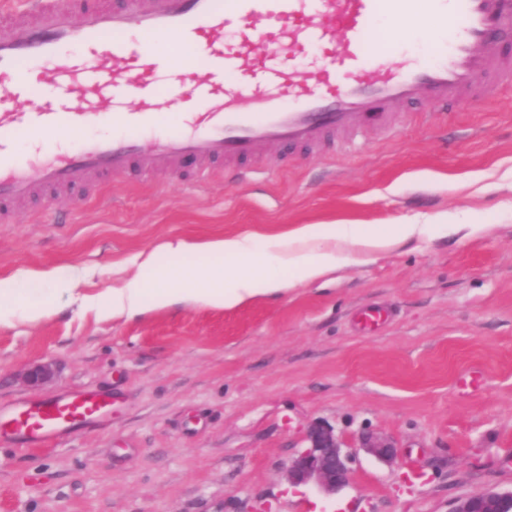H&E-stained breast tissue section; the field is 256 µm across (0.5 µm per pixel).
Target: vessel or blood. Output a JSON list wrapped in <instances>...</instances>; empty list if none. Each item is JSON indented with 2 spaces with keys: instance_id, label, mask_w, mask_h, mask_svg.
Segmentation results:
<instances>
[{
  "instance_id": "1",
  "label": "vessel or blood",
  "mask_w": 512,
  "mask_h": 512,
  "mask_svg": "<svg viewBox=\"0 0 512 512\" xmlns=\"http://www.w3.org/2000/svg\"><path fill=\"white\" fill-rule=\"evenodd\" d=\"M419 14L447 18L432 55L390 63L376 22L410 30ZM510 41L512 0H26L0 26V224L134 171L249 174L262 151H320L365 125L392 127L408 104L442 113L494 99L512 75ZM261 44L270 53L257 54ZM309 52L311 82L293 68ZM98 125L111 137H88ZM24 136L34 152L20 150ZM109 410L89 393L33 402L13 434L48 441Z\"/></svg>"
}]
</instances>
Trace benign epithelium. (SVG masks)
Listing matches in <instances>:
<instances>
[{"mask_svg": "<svg viewBox=\"0 0 512 512\" xmlns=\"http://www.w3.org/2000/svg\"><path fill=\"white\" fill-rule=\"evenodd\" d=\"M56 376V366L51 361L30 365L22 380L34 387L51 383ZM307 446L288 464V477L296 485L312 486L321 494L331 497L340 492L350 481V455L345 453L343 442L333 428L313 423L305 431ZM359 447L380 462L391 464L397 457L395 444L381 436L367 432L359 436ZM452 512H512V490L485 489L477 494L460 498Z\"/></svg>", "mask_w": 512, "mask_h": 512, "instance_id": "1", "label": "benign epithelium"}]
</instances>
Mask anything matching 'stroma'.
<instances>
[{
  "label": "stroma",
  "mask_w": 512,
  "mask_h": 512,
  "mask_svg": "<svg viewBox=\"0 0 512 512\" xmlns=\"http://www.w3.org/2000/svg\"><path fill=\"white\" fill-rule=\"evenodd\" d=\"M258 163L249 181L221 166L200 183L118 178L0 224V280L83 271L51 316L0 326V416L73 391L112 402L70 436L0 440V512H450L512 489V78L493 104L436 117L408 107L395 128ZM438 213L459 230L428 228L231 309L114 317L80 302L170 239ZM46 360L51 384L20 380ZM471 368L486 383L465 392L455 381ZM315 421L355 450L349 485L330 498L286 473ZM362 431L392 440L395 462L356 450Z\"/></svg>",
  "instance_id": "35a3bbf8"
}]
</instances>
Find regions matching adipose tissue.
<instances>
[{"label":"adipose tissue","instance_id":"ef3b65f1","mask_svg":"<svg viewBox=\"0 0 512 512\" xmlns=\"http://www.w3.org/2000/svg\"><path fill=\"white\" fill-rule=\"evenodd\" d=\"M425 231V225L414 222L394 225L389 231L356 224H300L263 236L233 235L198 243L170 240L161 245L159 253L196 257L193 269L175 271L158 265V253L144 255L137 273L109 288L105 296L85 298L84 307L115 317L176 302L233 308L315 282L345 263L367 262ZM79 278L77 268L53 269L47 275V287L40 289L35 300L30 289L1 279L0 325L12 324L17 318L35 322L50 316L59 299L73 295Z\"/></svg>","mask_w":512,"mask_h":512}]
</instances>
